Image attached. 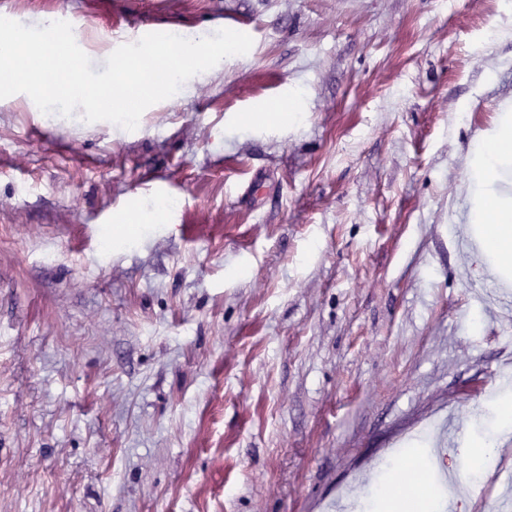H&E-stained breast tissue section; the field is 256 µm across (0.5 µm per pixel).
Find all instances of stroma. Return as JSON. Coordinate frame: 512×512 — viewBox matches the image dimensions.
<instances>
[{
    "label": "stroma",
    "mask_w": 512,
    "mask_h": 512,
    "mask_svg": "<svg viewBox=\"0 0 512 512\" xmlns=\"http://www.w3.org/2000/svg\"><path fill=\"white\" fill-rule=\"evenodd\" d=\"M59 13L253 45L132 131L0 99V512H360L408 455L502 512L512 438L443 476L512 407V285L464 244L512 0H0Z\"/></svg>",
    "instance_id": "35a3bbf8"
}]
</instances>
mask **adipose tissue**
Masks as SVG:
<instances>
[{
	"label": "adipose tissue",
	"mask_w": 512,
	"mask_h": 512,
	"mask_svg": "<svg viewBox=\"0 0 512 512\" xmlns=\"http://www.w3.org/2000/svg\"><path fill=\"white\" fill-rule=\"evenodd\" d=\"M512 167V103L502 107L498 124L476 146L469 171L473 206L469 219L480 227V250L491 256L498 274H512V195L490 193L506 167ZM402 512L425 498L421 470L416 462L403 459L398 476L390 483Z\"/></svg>",
	"instance_id": "adipose-tissue-1"
}]
</instances>
